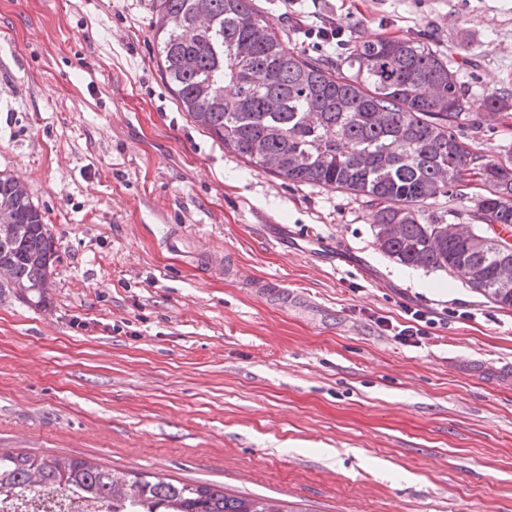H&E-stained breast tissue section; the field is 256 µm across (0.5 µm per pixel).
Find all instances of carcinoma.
I'll return each instance as SVG.
<instances>
[{"mask_svg": "<svg viewBox=\"0 0 512 512\" xmlns=\"http://www.w3.org/2000/svg\"><path fill=\"white\" fill-rule=\"evenodd\" d=\"M159 66L178 106L210 137L255 169L297 184L363 196L376 243L407 266L441 269L501 309L512 286V164L493 162L457 130L480 109L505 112L504 89L467 98L454 62L431 45L379 37L351 45L336 62L290 48L253 0H159L153 24ZM470 197L472 224H443L428 206ZM59 251L24 182L0 173V295L46 307ZM79 488L101 501L147 512H286L266 498H241L147 473L128 478L86 461L0 453V500Z\"/></svg>", "mask_w": 512, "mask_h": 512, "instance_id": "obj_1", "label": "carcinoma"}]
</instances>
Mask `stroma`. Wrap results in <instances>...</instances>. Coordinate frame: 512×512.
Returning a JSON list of instances; mask_svg holds the SVG:
<instances>
[{
    "label": "stroma",
    "mask_w": 512,
    "mask_h": 512,
    "mask_svg": "<svg viewBox=\"0 0 512 512\" xmlns=\"http://www.w3.org/2000/svg\"><path fill=\"white\" fill-rule=\"evenodd\" d=\"M156 0H0V172L55 238L50 303L0 297V453L279 500L287 512H512V310L376 245L364 198L263 173L177 105ZM304 32L427 41L512 90V0H255ZM460 128L512 158V117ZM230 258L288 289L211 272ZM436 313L422 345L376 323Z\"/></svg>",
    "instance_id": "stroma-1"
}]
</instances>
